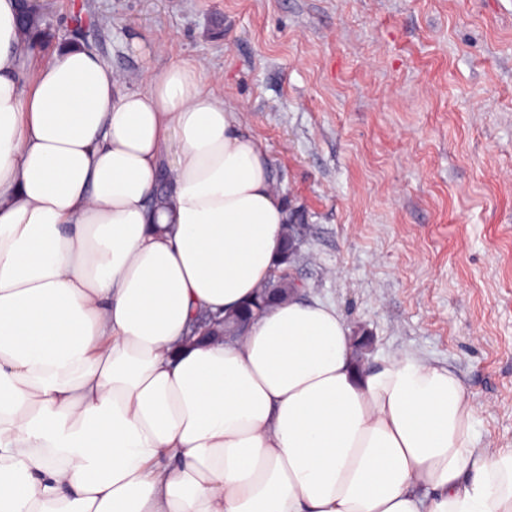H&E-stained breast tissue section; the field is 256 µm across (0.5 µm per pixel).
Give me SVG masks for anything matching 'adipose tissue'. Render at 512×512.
<instances>
[{"mask_svg":"<svg viewBox=\"0 0 512 512\" xmlns=\"http://www.w3.org/2000/svg\"><path fill=\"white\" fill-rule=\"evenodd\" d=\"M19 42L0 0V512H512V448L478 447L452 369L366 366L296 295L190 338L270 279L288 221L200 63L128 90L85 45Z\"/></svg>","mask_w":512,"mask_h":512,"instance_id":"ef3b65f1","label":"adipose tissue"}]
</instances>
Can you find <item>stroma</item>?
<instances>
[{
  "mask_svg": "<svg viewBox=\"0 0 512 512\" xmlns=\"http://www.w3.org/2000/svg\"><path fill=\"white\" fill-rule=\"evenodd\" d=\"M78 16L127 89L200 62L299 217L304 295L368 363L452 366L512 448V0H50L37 58Z\"/></svg>",
  "mask_w": 512,
  "mask_h": 512,
  "instance_id": "1",
  "label": "stroma"
}]
</instances>
